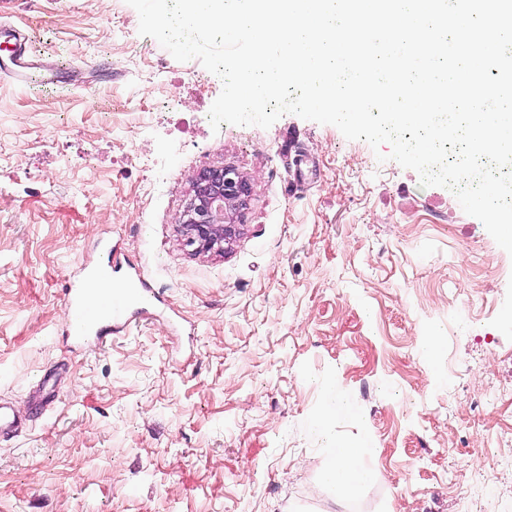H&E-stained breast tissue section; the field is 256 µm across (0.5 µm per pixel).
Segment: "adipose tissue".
<instances>
[{
	"instance_id": "1",
	"label": "adipose tissue",
	"mask_w": 512,
	"mask_h": 512,
	"mask_svg": "<svg viewBox=\"0 0 512 512\" xmlns=\"http://www.w3.org/2000/svg\"><path fill=\"white\" fill-rule=\"evenodd\" d=\"M336 414L330 409H322L316 419L315 430L330 443V455L321 473V481L334 497L344 499L355 489L372 481L374 469L365 461L362 450L357 445L337 440Z\"/></svg>"
}]
</instances>
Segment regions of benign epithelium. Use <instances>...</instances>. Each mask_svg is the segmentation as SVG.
Listing matches in <instances>:
<instances>
[{"instance_id":"obj_1","label":"benign epithelium","mask_w":512,"mask_h":512,"mask_svg":"<svg viewBox=\"0 0 512 512\" xmlns=\"http://www.w3.org/2000/svg\"><path fill=\"white\" fill-rule=\"evenodd\" d=\"M251 195L249 179L233 167L204 168L191 181L178 231L196 253L229 250L241 234L238 217Z\"/></svg>"}]
</instances>
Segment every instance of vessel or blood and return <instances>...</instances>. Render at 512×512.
I'll return each instance as SVG.
<instances>
[{"mask_svg": "<svg viewBox=\"0 0 512 512\" xmlns=\"http://www.w3.org/2000/svg\"><path fill=\"white\" fill-rule=\"evenodd\" d=\"M0 40L11 50L0 73L16 83L27 84L31 73L44 66L23 43L17 32L0 28ZM109 271L92 272L83 288L70 290L66 339L81 348L99 349L109 341L110 332H119L135 324L138 316L154 311L160 299L148 287L111 286Z\"/></svg>", "mask_w": 512, "mask_h": 512, "instance_id": "vessel-or-blood-1", "label": "vessel or blood"}]
</instances>
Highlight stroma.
I'll use <instances>...</instances> for the list:
<instances>
[{"mask_svg": "<svg viewBox=\"0 0 512 512\" xmlns=\"http://www.w3.org/2000/svg\"><path fill=\"white\" fill-rule=\"evenodd\" d=\"M0 24L75 73L0 76V512H512V256L454 193L291 113L212 129L222 80L126 0H0ZM225 166L244 231L193 254L191 179ZM112 253L164 309L70 348L63 290ZM339 400L378 470L345 501L317 484Z\"/></svg>", "mask_w": 512, "mask_h": 512, "instance_id": "1", "label": "stroma"}]
</instances>
